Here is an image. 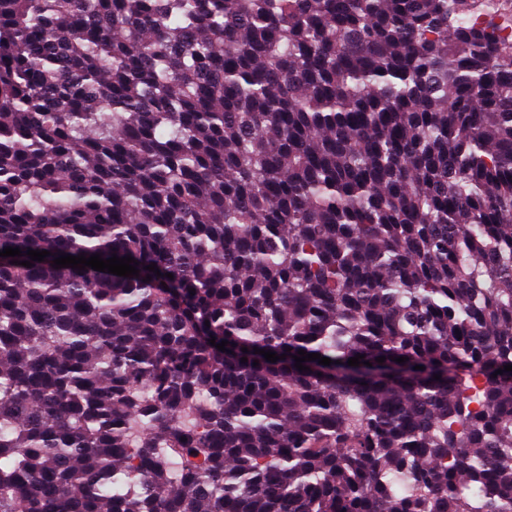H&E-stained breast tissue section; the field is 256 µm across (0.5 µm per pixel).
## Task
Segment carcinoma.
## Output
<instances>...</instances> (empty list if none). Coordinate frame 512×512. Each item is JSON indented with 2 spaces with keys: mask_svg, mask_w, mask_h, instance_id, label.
Listing matches in <instances>:
<instances>
[{
  "mask_svg": "<svg viewBox=\"0 0 512 512\" xmlns=\"http://www.w3.org/2000/svg\"><path fill=\"white\" fill-rule=\"evenodd\" d=\"M476 2L0 0V512H512Z\"/></svg>",
  "mask_w": 512,
  "mask_h": 512,
  "instance_id": "1",
  "label": "carcinoma"
}]
</instances>
